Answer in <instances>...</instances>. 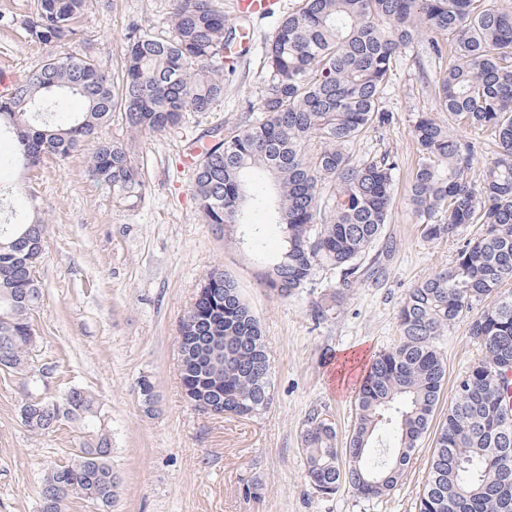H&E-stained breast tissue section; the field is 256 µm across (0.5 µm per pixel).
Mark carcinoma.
<instances>
[{
	"label": "carcinoma",
	"mask_w": 512,
	"mask_h": 512,
	"mask_svg": "<svg viewBox=\"0 0 512 512\" xmlns=\"http://www.w3.org/2000/svg\"><path fill=\"white\" fill-rule=\"evenodd\" d=\"M86 0H37L24 20L28 37L50 48L77 38ZM454 39V59L439 73L434 96L441 111L477 129H490L496 156L476 180L468 177L474 147L451 136L428 114L413 127L418 162L410 201L423 237L451 240L463 226L480 232L457 250L451 266L412 288L399 311L400 339L376 356L356 394V420L346 445L324 414H310L303 433L306 477L332 495L347 485L365 498L394 490L426 436L447 382L438 340L471 314V335L486 376L462 375L443 425L436 429L417 512H512V468L488 478L499 459L512 458V407L504 399L512 371V11L482 0H300L265 44L271 81L261 115L224 134L208 130L194 147V198L206 222L239 244L255 247L263 228L245 219L248 204L273 209L282 248L261 285L287 299L313 283L317 271L336 270L348 281L359 272L383 273L374 251L389 221L395 162L354 158L350 146L393 115L382 95L398 54L418 43L420 30ZM173 34L162 38L132 26L125 36L121 79L114 82L93 57L52 52L7 97L0 126L11 128L15 162L25 169L44 157L63 161L83 143L97 142L88 172L112 189L118 204L142 198L145 173L128 143L102 137L121 112L131 133H167L188 112L206 114L224 98V57L241 29L214 0H178ZM70 98L80 112L65 111ZM46 221L0 225V367L27 379L39 394L49 368L30 363L32 318L44 293L34 278L32 247L44 246ZM200 288L211 291L184 323L188 335L216 336L204 370L181 373L189 401L217 396L224 413L258 415L271 402V357L262 328L237 281L215 267ZM60 408L79 433L70 459L52 468L41 491L63 496L42 512H64L72 500L109 512L120 476L112 442L90 391L69 387ZM20 408L30 431L49 430L48 410Z\"/></svg>",
	"instance_id": "carcinoma-1"
}]
</instances>
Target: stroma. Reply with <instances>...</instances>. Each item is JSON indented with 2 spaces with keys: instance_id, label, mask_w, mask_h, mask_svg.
<instances>
[{
  "instance_id": "obj_1",
  "label": "stroma",
  "mask_w": 512,
  "mask_h": 512,
  "mask_svg": "<svg viewBox=\"0 0 512 512\" xmlns=\"http://www.w3.org/2000/svg\"><path fill=\"white\" fill-rule=\"evenodd\" d=\"M37 0H0V73L28 75L44 58L22 22ZM299 0H277L274 12L255 20L254 46L224 74V99L213 112L187 115L175 131L130 135L113 113L104 137L129 141L144 167L141 202L116 204L110 188L88 173L94 150L86 144L68 159H46L23 172L13 161L15 145L0 135V224L39 211L47 220L45 254L37 278L44 299L33 318L34 361L53 366L46 396L76 385L99 398L112 440V462L121 485L112 512H417L426 481L430 440L417 448L402 481L388 496L366 499L351 487L317 493L305 475L302 435L313 409L327 412L339 438L355 420L354 395L346 385L356 359L371 360L400 336L396 314L410 288L448 267L460 241H430L421 234L410 202L418 161L412 130L419 114L448 121L451 134L474 143L471 177H478L497 149L494 135L449 121L438 111L423 72L447 68V60L419 68L412 51L399 54L384 94L390 126L372 130L351 147L354 157L394 158L391 214L383 239L391 246L383 275L344 284L333 270L318 272L312 285L280 299L260 283L265 260L280 248L268 230L257 250L241 248L216 233L193 196L186 149L208 123L225 131L246 115H259L269 75L264 43L281 17ZM176 0H88L78 20V38L67 49L94 55L120 74L125 34L137 24L149 34L171 32ZM233 271L258 318L272 361L270 407L252 418L214 416L187 401L180 381L179 324L194 302L202 277L212 268ZM335 300L321 321L318 304ZM447 363L435 423H442L454 383L482 355L469 318L449 326L439 341ZM155 385L157 409L143 411L141 378ZM24 378L0 372V512H40L45 473L64 463L79 443L71 425L38 434L20 418ZM256 484L255 494L243 491Z\"/></svg>"
}]
</instances>
